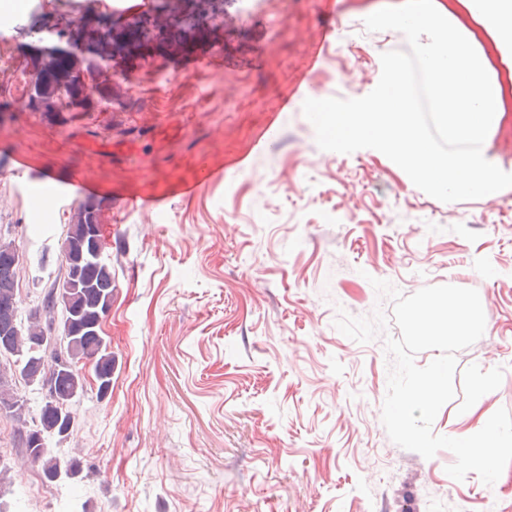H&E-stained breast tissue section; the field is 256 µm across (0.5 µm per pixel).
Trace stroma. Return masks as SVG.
<instances>
[{
  "label": "stroma",
  "mask_w": 512,
  "mask_h": 512,
  "mask_svg": "<svg viewBox=\"0 0 512 512\" xmlns=\"http://www.w3.org/2000/svg\"><path fill=\"white\" fill-rule=\"evenodd\" d=\"M0 55L40 77L26 111L0 86V238L22 254L21 311L63 277L62 242L78 202L46 204L41 172L77 174L112 262V391L87 386L77 427L57 447L79 477L30 489L35 464L0 413V512H512V463L488 486L448 476L454 454L403 449L382 423L383 338L360 343L339 312L391 314L372 279L410 295L453 275L486 299L483 336L456 352V395L432 429L478 432L512 412V191L443 203L375 149L320 150L290 90L361 97L392 37L346 43L353 20L403 0H278L245 14L238 0H195L170 43L101 42L118 10L167 23L156 0H13ZM512 119V56L464 17ZM336 36L323 40L325 25ZM222 49L227 67L173 83L169 113L198 104L186 133L157 142L152 66L175 74ZM225 170L160 210L114 201L174 179L191 159ZM495 384L477 386L486 372Z\"/></svg>",
  "instance_id": "obj_1"
}]
</instances>
